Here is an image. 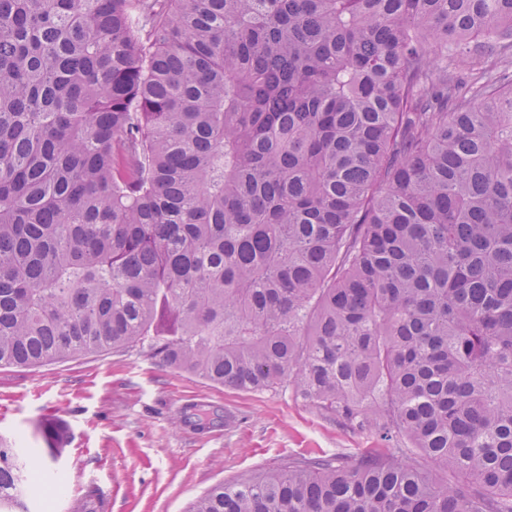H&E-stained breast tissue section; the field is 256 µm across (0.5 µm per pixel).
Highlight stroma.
<instances>
[{"label": "stroma", "mask_w": 512, "mask_h": 512, "mask_svg": "<svg viewBox=\"0 0 512 512\" xmlns=\"http://www.w3.org/2000/svg\"><path fill=\"white\" fill-rule=\"evenodd\" d=\"M50 414L73 433L56 466L39 454L35 431ZM1 434L43 475L51 512H70L78 496L98 494L110 498L111 512H186L213 485L288 458L381 445L291 388L229 389L157 364L139 347L0 367Z\"/></svg>", "instance_id": "obj_1"}]
</instances>
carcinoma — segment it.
Returning a JSON list of instances; mask_svg holds the SVG:
<instances>
[{
  "label": "carcinoma",
  "instance_id": "carcinoma-1",
  "mask_svg": "<svg viewBox=\"0 0 512 512\" xmlns=\"http://www.w3.org/2000/svg\"><path fill=\"white\" fill-rule=\"evenodd\" d=\"M474 51L512 0H0V366L146 344L456 475L290 458L189 512H512V75ZM39 495L1 442L0 512Z\"/></svg>",
  "mask_w": 512,
  "mask_h": 512
}]
</instances>
